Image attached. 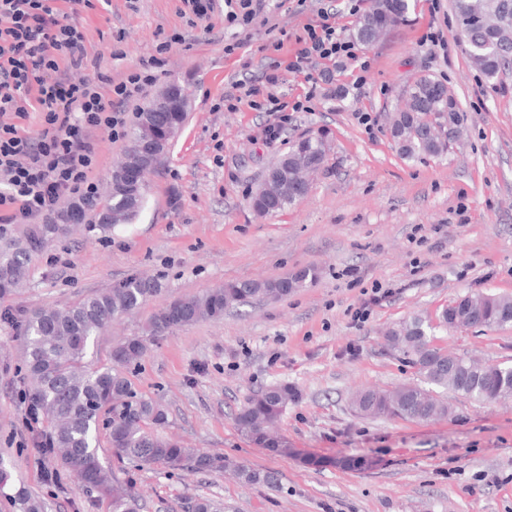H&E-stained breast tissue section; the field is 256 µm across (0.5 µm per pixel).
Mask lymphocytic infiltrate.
Wrapping results in <instances>:
<instances>
[{"label":"lymphocytic infiltrate","instance_id":"1","mask_svg":"<svg viewBox=\"0 0 512 512\" xmlns=\"http://www.w3.org/2000/svg\"><path fill=\"white\" fill-rule=\"evenodd\" d=\"M91 0H0V223L27 224L57 209L62 200H91L98 186L96 137L124 138L131 112L139 107L158 74L160 43L155 56L100 90L99 77L72 79L85 65V35L74 19ZM297 48L285 68H271L263 78L235 83L225 92L224 107L241 105L270 113L262 130L266 142L278 141L292 112L311 111L321 85L320 70L349 60L359 61L357 42L343 35L336 16L321 9L296 39ZM300 77L303 93L285 100L279 87L283 73ZM41 114L37 134L22 132L19 121L29 110Z\"/></svg>","mask_w":512,"mask_h":512}]
</instances>
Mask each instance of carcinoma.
Wrapping results in <instances>:
<instances>
[{"instance_id": "obj_1", "label": "carcinoma", "mask_w": 512, "mask_h": 512, "mask_svg": "<svg viewBox=\"0 0 512 512\" xmlns=\"http://www.w3.org/2000/svg\"><path fill=\"white\" fill-rule=\"evenodd\" d=\"M452 9L464 35L471 63L487 81L512 75V0H452ZM407 0H373L369 12L355 27L353 36L363 45L373 43L384 30L401 21ZM167 89L179 101L175 109L138 113L128 137L123 160L112 172V189L84 204L83 224L104 236L131 222L143 209L147 188L140 168L143 152L155 146L157 132L178 133L188 117V97L172 82ZM407 107L389 117V131L401 156L439 157L460 141L463 114L440 80L423 75L406 90ZM327 140L323 135L296 140L287 154L269 167L263 182L250 197L260 215L276 213L308 191L306 174L323 167ZM66 208L49 214L31 226L22 242L0 246V302L17 294L28 277L32 253L67 235L73 225L63 223ZM111 212L112 220H104ZM316 278L313 268L271 280H236L211 288L201 295L174 300L159 308L148 325L149 336L218 320L234 305L255 299L279 300ZM156 279L131 276L114 288L100 290L58 308L35 311L21 321L27 360L26 398L43 416L46 438L52 443L56 466L46 472L49 482L61 472L70 473L78 486L101 494L108 512H137L138 496L103 465L99 420L108 416V443L113 452L142 468L163 465L171 470L213 471L233 469L249 484H274L269 473L238 465L225 457L197 454L177 440L162 437L156 429L165 423L164 410L149 399L134 395L121 368L138 362L147 350V339L137 336L112 347L111 362L92 367L85 362L91 340L123 314L138 310L157 296ZM445 328L512 326V296L472 293L448 304L438 315ZM433 325L420 318L404 321L388 330V349L406 359L419 382L391 389H364L352 399L355 413L366 417H398L429 420L449 413L448 402L438 390L478 402L512 397V366L482 365L463 354L436 345L430 337ZM298 397L288 384L256 392L234 416L238 431L254 444L275 453H288V443L272 431L288 404ZM18 512H45V503L19 489L13 496Z\"/></svg>"}]
</instances>
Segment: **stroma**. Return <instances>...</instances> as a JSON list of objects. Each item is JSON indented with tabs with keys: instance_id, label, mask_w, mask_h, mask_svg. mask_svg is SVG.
Instances as JSON below:
<instances>
[{
	"instance_id": "35a3bbf8",
	"label": "stroma",
	"mask_w": 512,
	"mask_h": 512,
	"mask_svg": "<svg viewBox=\"0 0 512 512\" xmlns=\"http://www.w3.org/2000/svg\"><path fill=\"white\" fill-rule=\"evenodd\" d=\"M400 23L364 47L368 72L347 62L333 70L312 111L291 117L283 141L259 135L269 115L249 107L215 110L232 83L261 76L293 50L313 18L266 0V23L255 24L247 48L225 56L241 38L214 0L208 26H191L180 0H96L77 20L86 37V72L120 79L141 58L160 57L161 83L177 81L192 110L162 161L145 176L146 203L111 236L77 228L30 260L29 275L7 305L17 316L60 306L113 287L132 275L157 279L159 296L113 322L87 358L108 362L113 345L145 335L166 303L232 280H268L315 268L317 277L280 300L227 310L222 319L170 331L148 343L125 367L137 395L167 413L163 431L185 446L272 473L273 486H251L233 472L140 468L109 445L99 453L140 496L142 512H189L212 500L220 512H512V398L477 403L449 397L447 416L427 421L362 418L353 392L417 379L414 368L385 346V330L420 317L436 319L468 293L512 294V77L490 84L470 62L452 12L440 0H408ZM443 24L448 53L421 44L430 19ZM291 36L271 46L268 25ZM171 46L164 53L156 47ZM365 84H358V76ZM440 79L459 104L467 132L448 155L401 157L382 121L403 109L415 78ZM378 119L365 130L358 112ZM327 134L324 167L306 195L283 210L258 215L250 195L271 162L304 136ZM442 224L443 239L416 246V228ZM68 258L69 266L55 264ZM395 288L390 302L352 325L349 310L373 283ZM438 345L486 363L512 361V327L440 329ZM25 365L21 329L0 319V459L13 483L0 490V512H17L24 486L46 512H106L95 492L68 475L43 479L34 444L42 425L24 432ZM287 383L299 398L278 423L288 454L255 446L233 417L266 387ZM328 457L326 467L305 464ZM367 458L372 468L346 469L341 458Z\"/></svg>"
}]
</instances>
